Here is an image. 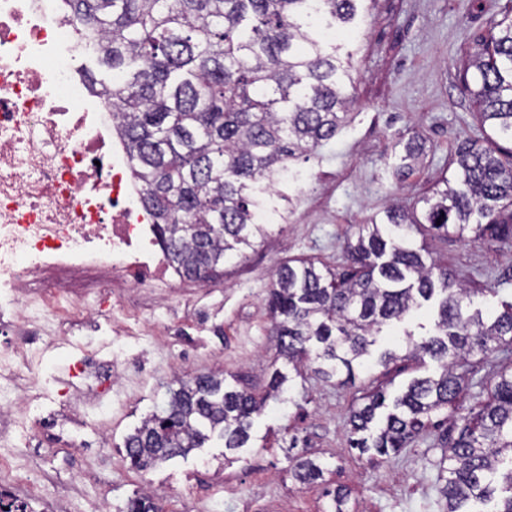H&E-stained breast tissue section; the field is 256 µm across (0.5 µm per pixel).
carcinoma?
Here are the masks:
<instances>
[{
	"label": "carcinoma",
	"instance_id": "cac0c4a2",
	"mask_svg": "<svg viewBox=\"0 0 512 512\" xmlns=\"http://www.w3.org/2000/svg\"><path fill=\"white\" fill-rule=\"evenodd\" d=\"M113 80L100 83L112 101L143 206L166 238L168 260L189 281L215 280L224 263L245 256L267 227L256 221L289 164L314 154L349 118L352 56L341 60L338 34L349 29L363 0H67ZM482 48L465 63L461 84L477 112L484 144L468 140L455 152L453 178H438L422 214L400 207L387 223L363 224L347 242L349 270L338 275L311 259L274 272L268 309L277 357L314 366L323 381L343 385L373 354L384 329L422 303L435 301L430 332L404 331L400 355L387 349L383 368L430 358L440 373L412 379L387 400L379 384L349 410L350 445L390 457L407 447L433 414L453 409L475 373L472 358L512 344V299L483 316L470 288L446 264L425 263L412 234L421 228L468 243L512 236V7L490 21ZM405 174L421 153L404 145ZM280 372L266 396L206 374L169 390L165 408L125 440L131 465L146 470L216 433L224 448H243L253 419L277 400ZM440 460L443 512H512V364L502 366L488 401L458 417ZM322 476L311 459L296 477Z\"/></svg>",
	"mask_w": 512,
	"mask_h": 512
}]
</instances>
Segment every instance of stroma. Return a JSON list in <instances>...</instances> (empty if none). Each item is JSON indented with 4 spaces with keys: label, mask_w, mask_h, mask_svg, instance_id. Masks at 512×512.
<instances>
[{
    "label": "stroma",
    "mask_w": 512,
    "mask_h": 512,
    "mask_svg": "<svg viewBox=\"0 0 512 512\" xmlns=\"http://www.w3.org/2000/svg\"><path fill=\"white\" fill-rule=\"evenodd\" d=\"M512 0H370L343 39L352 54L351 119L309 161L297 162L294 180L281 185L292 205L287 223L215 282L183 281L173 297L164 289L108 298L102 313L73 336L46 345L36 368L39 413L29 426L38 440L18 439L10 455L46 480L34 512H126L130 499L157 494L164 512H326L330 492L347 497L349 512H441L437 463L440 429L428 428L409 448L385 461L349 448L348 411L381 372L369 363L354 384L295 376L276 357L267 297L275 269L294 258L343 271L342 244L358 225L386 220L394 202L413 206L437 177L453 175L459 145L480 137L474 105L459 85L462 62L488 35L489 22ZM419 137L422 155L399 175L404 145ZM431 259L451 265L458 280L482 287L473 299L482 312L512 297V239L476 244L458 238L427 241ZM92 358L98 380H70L71 365ZM178 375L223 370L228 384L263 393L274 370L289 375L288 399L255 417L247 447L229 451L212 438L188 454L141 471L124 443L142 419L162 406ZM512 354L496 353L476 366L458 400L467 414L487 396ZM94 391L82 407L88 436L104 434L99 456L87 461L44 429L41 415L57 411L65 382ZM315 459L322 478L294 476L298 459Z\"/></svg>",
    "instance_id": "35a3bbf8"
}]
</instances>
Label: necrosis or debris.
<instances>
[{
  "mask_svg": "<svg viewBox=\"0 0 512 512\" xmlns=\"http://www.w3.org/2000/svg\"><path fill=\"white\" fill-rule=\"evenodd\" d=\"M90 43L66 0H0V385L41 397L36 336L82 326L95 288H174L140 202L112 104L78 59Z\"/></svg>",
  "mask_w": 512,
  "mask_h": 512,
  "instance_id": "necrosis-or-debris-1",
  "label": "necrosis or debris"
}]
</instances>
